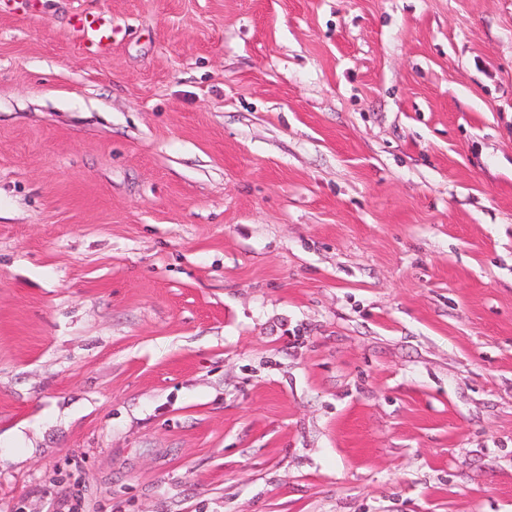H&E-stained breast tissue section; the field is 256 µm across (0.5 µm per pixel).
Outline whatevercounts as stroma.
I'll return each mask as SVG.
<instances>
[{
  "mask_svg": "<svg viewBox=\"0 0 512 512\" xmlns=\"http://www.w3.org/2000/svg\"><path fill=\"white\" fill-rule=\"evenodd\" d=\"M0 512H512V0H0ZM73 32L85 50L106 54L112 49V19L94 15H77Z\"/></svg>",
  "mask_w": 512,
  "mask_h": 512,
  "instance_id": "35a3bbf8",
  "label": "stroma"
}]
</instances>
